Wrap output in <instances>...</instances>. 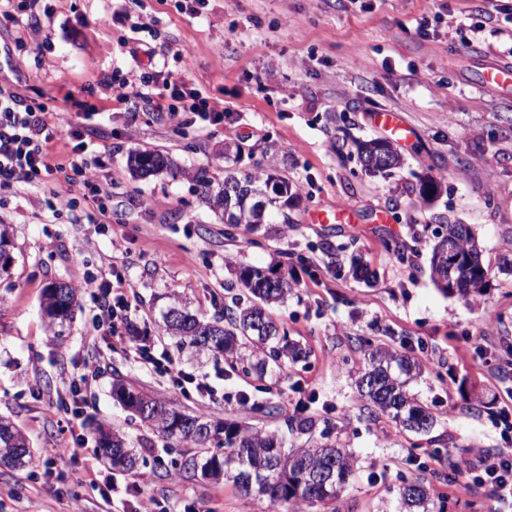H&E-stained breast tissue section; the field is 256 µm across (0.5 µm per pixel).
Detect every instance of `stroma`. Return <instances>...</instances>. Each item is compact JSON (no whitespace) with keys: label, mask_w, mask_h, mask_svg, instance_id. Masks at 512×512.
<instances>
[{"label":"stroma","mask_w":512,"mask_h":512,"mask_svg":"<svg viewBox=\"0 0 512 512\" xmlns=\"http://www.w3.org/2000/svg\"><path fill=\"white\" fill-rule=\"evenodd\" d=\"M33 12L39 22L30 27L0 9V40L24 42L0 68V85L100 113V143L111 154L101 177L112 185V209L98 224L52 212L58 193L85 204L80 177L69 169L50 188L0 189V224L10 226L14 244L10 276L0 279V415L35 450L27 470L0 467V512H68L55 497L60 475L74 482L84 512H137L147 497L158 501L157 512H278L221 480L172 478L174 462L194 455L195 446H166L131 420L112 397L118 378L173 408L284 434L296 446L307 436L288 433L285 420L298 399L316 395L311 434L330 433L356 458L339 512H399L400 480L422 463L445 512H493L486 489L443 475L449 459L472 463L479 451L502 447L496 413L512 405V373L474 351L512 342V92L482 82L490 65L512 64V0H190L183 10L177 0H35ZM480 19V40L448 30L449 21ZM144 21L157 59L223 100V122L179 124L110 99L107 83L136 66L132 25ZM386 110L411 138L394 144L398 168L373 175L355 152L336 145L387 139L372 121ZM144 149L167 155L171 168L133 174L128 158ZM200 170L216 187L229 170L270 174L297 194L284 214L258 228L231 225L203 202L191 178ZM426 179L441 185L430 201L419 195ZM338 204L354 206L359 223H313L314 212ZM445 224L468 225L483 245L490 282L478 299L446 295L431 280L430 247ZM390 242L398 251L387 250ZM351 253L367 263L369 281L337 272V255ZM114 255L136 295L130 323L118 327L126 343L95 333L84 290L70 327L54 336L41 312L44 289L78 283ZM273 263L295 281L274 315L306 352L284 375L257 381L163 331L161 312L174 300L223 315L238 267ZM366 338L395 349L414 341L410 356L429 362L412 385L436 416L428 433L399 434L386 417L363 409L355 381ZM160 346L174 367L208 378L220 398L185 395L171 374L138 362L136 349ZM89 366L98 373L83 394L77 457L47 460L46 449L65 447L70 435L54 409ZM466 388L491 408L469 409ZM244 392L250 400L243 407ZM267 402L280 413H263ZM100 423L124 432L144 457L137 476L113 473L100 457ZM86 464L111 482V503L97 485L79 481ZM134 483L135 497L126 492Z\"/></svg>","instance_id":"35a3bbf8"}]
</instances>
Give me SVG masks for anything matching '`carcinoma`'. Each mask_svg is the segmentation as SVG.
Here are the masks:
<instances>
[{
	"label": "carcinoma",
	"instance_id": "obj_1",
	"mask_svg": "<svg viewBox=\"0 0 512 512\" xmlns=\"http://www.w3.org/2000/svg\"><path fill=\"white\" fill-rule=\"evenodd\" d=\"M377 143V139L356 142L357 156L365 171L385 174L398 167L401 159L386 142L384 146L392 153L393 165H380L372 150ZM130 166L135 173L144 175L163 170L169 161L158 152L143 150L132 154ZM195 180L210 207L222 211L226 223L235 225L264 223L267 206L275 202V197L291 192L288 181L255 173L240 177L227 174L217 191L205 174L196 175ZM430 276L435 286L446 294L466 300L483 294L489 268L483 264L482 248L468 227L444 225L432 246ZM238 280L254 301L246 305L235 302L219 318H208L188 303L179 302L181 319L175 325L163 320L164 330L200 351L226 358L233 370L239 367L245 372L251 368L260 376L272 364L281 370L287 362H294L302 355L299 345L280 333V326L269 313L270 308L284 303L291 284L275 277V270L270 267H243ZM76 303V288L71 284L49 285L43 298V312L49 325L64 327L72 318ZM256 319L265 320L270 331L261 335L246 329ZM359 343L369 347L364 369L356 381L367 413L387 416L401 431L429 432L436 418L409 389L410 382L426 371L424 364L386 344L374 345L362 339ZM112 396L127 410L143 402L150 406L152 414L141 422L152 433L198 447L195 457L183 461L179 474L213 480L222 477L232 482L246 499L262 497L288 510L303 505H321L326 509L336 505L353 480L355 458L348 448L313 442L306 448L286 452L274 433L234 422L213 421L202 414L172 415L168 404L122 379L113 382ZM172 416L179 419L180 426L170 420ZM14 440L23 443L21 452L9 461L1 458L0 465L22 469L33 459L30 442L21 429L1 426L0 448L9 447V442ZM97 443L102 455L112 461L113 470L127 475L137 473L139 456L130 449L124 434L101 427ZM397 494L406 512H433V501L423 476L402 479Z\"/></svg>",
	"mask_w": 512,
	"mask_h": 512
}]
</instances>
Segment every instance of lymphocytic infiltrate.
Here are the masks:
<instances>
[{
	"mask_svg": "<svg viewBox=\"0 0 512 512\" xmlns=\"http://www.w3.org/2000/svg\"><path fill=\"white\" fill-rule=\"evenodd\" d=\"M115 99L143 101L151 109L168 118L186 117L187 121L203 126L223 121L224 111L218 100L190 87L184 80L173 79L166 64L148 61L139 77L109 83ZM93 113L76 109L63 113L60 107L37 98L23 97L15 89L0 86V188L17 184H48L63 168H71L83 178L81 188L87 202L82 215L87 223H99L109 209L111 193L97 179L98 171L106 166L107 150L93 141L97 133ZM72 141L66 162L53 159L50 145L59 133ZM83 288L90 290L96 309L98 327L115 330L116 322L129 306L124 276L109 267L98 277H87ZM505 449L483 454L477 477L497 505H512V418L498 420Z\"/></svg>",
	"mask_w": 512,
	"mask_h": 512,
	"instance_id": "lymphocytic-infiltrate-1",
	"label": "lymphocytic infiltrate"
}]
</instances>
